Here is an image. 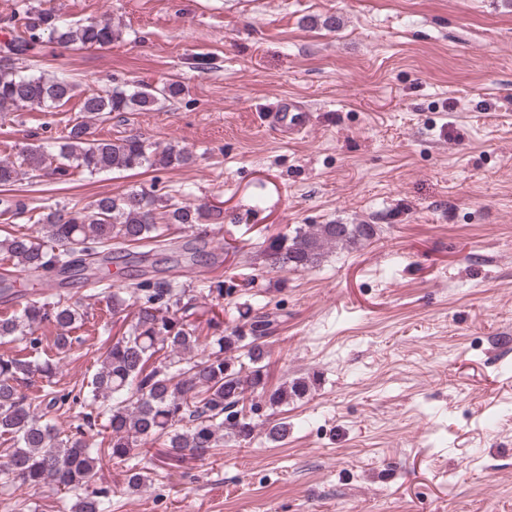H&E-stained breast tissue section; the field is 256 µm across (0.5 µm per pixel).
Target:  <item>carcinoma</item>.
<instances>
[{
    "label": "carcinoma",
    "instance_id": "1",
    "mask_svg": "<svg viewBox=\"0 0 512 512\" xmlns=\"http://www.w3.org/2000/svg\"><path fill=\"white\" fill-rule=\"evenodd\" d=\"M11 37L0 45V112L19 107L57 108L74 97V85L17 71L14 61L31 54L48 36L64 49L109 46L122 39L111 20L75 26L60 20L41 0H21ZM178 80L159 85L112 86L83 96L77 116L61 136L58 150H23L0 161V186L18 180L21 171L65 178L106 170L185 165L192 155L174 147L160 149L139 136L115 140L93 137L91 121L112 113L150 111L181 97ZM221 219L216 206L163 203L155 190L132 189L121 196H103L75 209L48 205L38 213L35 229L19 228L0 236V260L42 276L76 273L99 264L114 245L162 249L171 230L191 233L198 242L207 235L201 221ZM376 234L373 224H302L288 235L267 241L263 257L275 271L309 269L335 249L351 248ZM191 289L173 281L146 278L134 291V321L104 346L100 368L87 391L56 389L54 369L84 329L86 309L79 300L55 293L0 309V340L21 348L0 355V487L54 486L75 495L68 512H112V491L96 487L104 462L123 465L125 491L139 493L151 482L149 468L132 463L139 445L160 447L169 461L203 457L254 438L257 423L245 403L259 397L271 407L288 404L310 390L304 378L270 385L268 338L273 320L254 313L250 335L224 326L214 314L207 321L212 335L201 336ZM112 292L117 315L131 306ZM57 328L51 343L36 334L40 325ZM56 410L62 421L47 414ZM103 420L110 431L107 448H94L84 427Z\"/></svg>",
    "mask_w": 512,
    "mask_h": 512
}]
</instances>
